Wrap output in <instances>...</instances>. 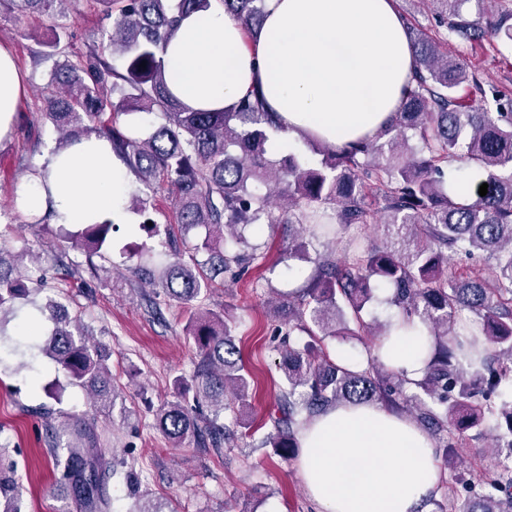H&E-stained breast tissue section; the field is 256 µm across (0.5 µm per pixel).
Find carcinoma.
<instances>
[{
	"label": "carcinoma",
	"mask_w": 512,
	"mask_h": 512,
	"mask_svg": "<svg viewBox=\"0 0 512 512\" xmlns=\"http://www.w3.org/2000/svg\"><path fill=\"white\" fill-rule=\"evenodd\" d=\"M222 2L257 42L265 0ZM469 2L425 0L443 32L411 39L415 68L395 118L375 138L351 147L311 143L321 159L310 164L295 154L268 158L267 144L279 128L258 96L228 112H209L170 92L160 52L179 18L208 8L210 0H0V15L36 13L54 27L63 4L99 9L112 20L100 43L56 65L50 83L57 93L43 96L40 110L61 133L55 150L77 136L104 138L149 193L172 194L164 224L147 216L149 198L136 196L130 207L145 216L139 230L163 247L138 264L136 274L180 307L197 349L192 375L173 378V400L154 414L156 429L173 447L189 439L200 448L221 447V414L249 398L250 375L235 343L238 323L207 308L206 300L225 272L261 259L247 236L251 226L287 224L293 234L282 259L304 261L312 270L297 299L283 302L278 332L308 340L281 351L283 386L269 413L276 433L260 446L295 454L300 427L337 405L418 408L419 423L438 435L435 454L454 469L470 431L486 439L483 453L492 463L466 488L464 512H512V101L495 96L478 109L465 105L457 89L475 78L459 57L442 51L450 39L512 42V10L502 0H481L491 3L481 23L467 16ZM114 53L125 58L123 67L112 64ZM140 112L161 123L117 127L119 116ZM450 160L482 170L488 193L450 195L442 168ZM375 222L383 230L380 245L357 244L341 260L328 250L310 253L313 242L330 243L338 227H355L357 240ZM112 229L103 217L62 229V238L87 260H105ZM476 252L489 262L490 275L450 269L448 254ZM380 285L393 289L390 303L407 325L418 321L427 330L417 380L390 371L377 357L352 368L325 345L329 337L385 335L387 325L366 319ZM41 292L23 255L0 246V333L16 303L34 305ZM41 311L55 328L39 348L65 371L68 384L112 406L115 384L104 350L89 342L80 318L69 317L62 304L50 300ZM40 415L51 453L66 451L56 459L54 480L72 490L76 512H108L106 488L125 463L102 453L100 436L80 417L54 424L52 409ZM16 489L15 478L0 471V512H21Z\"/></svg>",
	"instance_id": "carcinoma-1"
}]
</instances>
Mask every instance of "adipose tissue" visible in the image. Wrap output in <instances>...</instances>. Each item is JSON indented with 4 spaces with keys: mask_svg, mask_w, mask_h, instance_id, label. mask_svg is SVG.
Segmentation results:
<instances>
[{
    "mask_svg": "<svg viewBox=\"0 0 512 512\" xmlns=\"http://www.w3.org/2000/svg\"><path fill=\"white\" fill-rule=\"evenodd\" d=\"M170 87L186 105L226 110L260 95L292 142L337 147L375 136L397 111L414 69L396 0H265L263 34L247 45L220 0L182 18L163 53ZM26 85L0 48V140L11 135ZM48 180L17 190L22 210L53 209L60 224L99 216L126 223L131 178L106 141L90 138L49 153ZM379 355L407 378L423 374V327L399 314ZM298 470L317 512H414L440 481L427 433L381 405H339L299 433Z\"/></svg>",
    "mask_w": 512,
    "mask_h": 512,
    "instance_id": "obj_1",
    "label": "adipose tissue"
}]
</instances>
